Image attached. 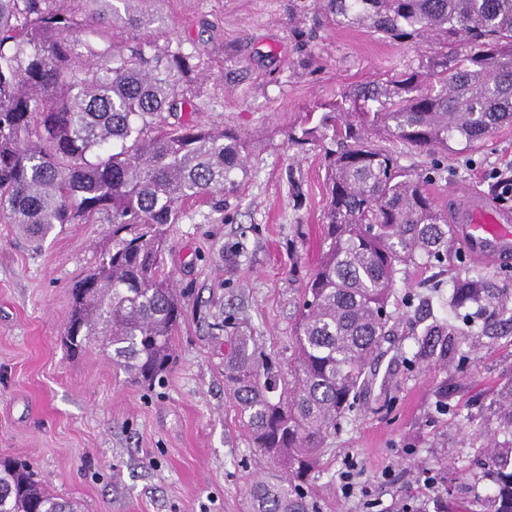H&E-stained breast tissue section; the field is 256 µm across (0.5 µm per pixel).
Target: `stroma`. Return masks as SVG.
Returning a JSON list of instances; mask_svg holds the SVG:
<instances>
[{"mask_svg": "<svg viewBox=\"0 0 512 512\" xmlns=\"http://www.w3.org/2000/svg\"><path fill=\"white\" fill-rule=\"evenodd\" d=\"M158 47L198 48L204 80L194 120L245 139L248 172L224 202L188 201L169 233L166 268L184 297L174 360L162 383H125L102 358L62 346L74 284L99 260L103 224H59L42 245L0 223V457L24 460L85 512H253L250 479L272 472L224 385L237 331L281 365L324 239L330 139L297 137L308 114L346 90L432 50L336 22L312 0H144ZM512 162V126L448 155L430 193L455 217L496 202L488 170ZM512 289V257L490 263L460 235L443 265L401 267L392 331L356 405L329 438L305 490L315 512H490L493 483L477 467L502 441L499 393L512 378V332L448 307L457 281ZM457 330L466 361L417 359L424 328ZM444 409H437L438 399ZM358 463L356 492L339 474ZM455 472L464 497L425 490L424 470Z\"/></svg>", "mask_w": 512, "mask_h": 512, "instance_id": "1", "label": "stroma"}]
</instances>
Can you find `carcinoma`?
<instances>
[{"label": "carcinoma", "instance_id": "obj_1", "mask_svg": "<svg viewBox=\"0 0 512 512\" xmlns=\"http://www.w3.org/2000/svg\"><path fill=\"white\" fill-rule=\"evenodd\" d=\"M143 0H0V223L42 243L57 224L111 225L98 264L72 290L63 336L73 355L96 350L133 383L173 360L183 315L161 263L171 225L191 199L211 200L247 173L241 136L164 113L194 112L202 80L182 42L154 48ZM326 14L437 50L418 66L360 84L332 104L327 232L305 288L288 370L245 331L232 337L224 383L252 442L281 467L252 479L254 512H310L304 484L353 410L385 336L399 266L440 263L454 225L426 189L443 157L512 125V0H313ZM392 137L431 157L400 164L373 143ZM479 306L512 329V297L479 280L452 305ZM455 347L428 326L416 355ZM512 440L485 455L496 473L492 512H512ZM0 512H82L32 466L0 460Z\"/></svg>", "mask_w": 512, "mask_h": 512}]
</instances>
